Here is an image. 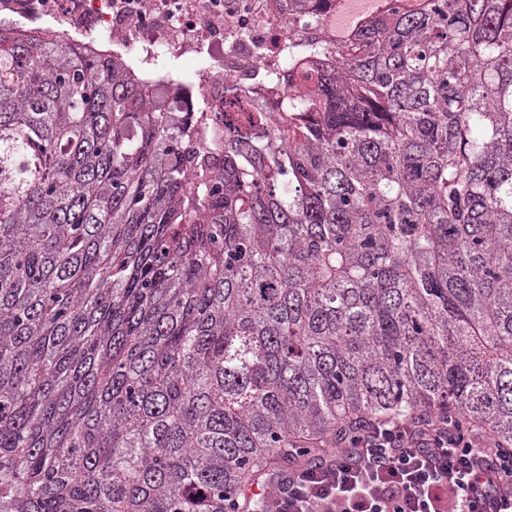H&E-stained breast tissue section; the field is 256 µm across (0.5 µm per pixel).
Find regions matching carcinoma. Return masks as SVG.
<instances>
[{"instance_id": "cac0c4a2", "label": "carcinoma", "mask_w": 512, "mask_h": 512, "mask_svg": "<svg viewBox=\"0 0 512 512\" xmlns=\"http://www.w3.org/2000/svg\"><path fill=\"white\" fill-rule=\"evenodd\" d=\"M336 57L202 194L166 90L0 21V512H265L387 422L512 447V0Z\"/></svg>"}]
</instances>
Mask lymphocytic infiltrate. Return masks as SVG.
Listing matches in <instances>:
<instances>
[{
  "label": "lymphocytic infiltrate",
  "instance_id": "obj_1",
  "mask_svg": "<svg viewBox=\"0 0 512 512\" xmlns=\"http://www.w3.org/2000/svg\"><path fill=\"white\" fill-rule=\"evenodd\" d=\"M274 487L269 512H512V453L450 426L391 424Z\"/></svg>",
  "mask_w": 512,
  "mask_h": 512
}]
</instances>
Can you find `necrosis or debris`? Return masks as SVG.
<instances>
[{
    "mask_svg": "<svg viewBox=\"0 0 512 512\" xmlns=\"http://www.w3.org/2000/svg\"><path fill=\"white\" fill-rule=\"evenodd\" d=\"M432 0H373L348 26L344 0H0V20L21 28L49 25L79 44L112 45L147 80L176 62L194 64L176 98L182 125L205 154L224 151V104L245 101L278 112L298 95L307 72H332L331 50L377 19Z\"/></svg>",
    "mask_w": 512,
    "mask_h": 512,
    "instance_id": "obj_1",
    "label": "necrosis or debris"
}]
</instances>
